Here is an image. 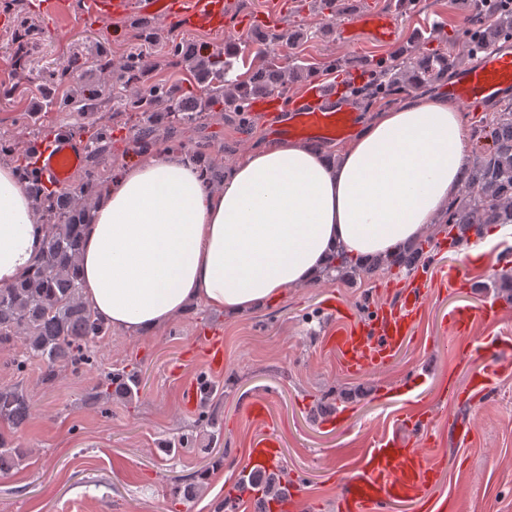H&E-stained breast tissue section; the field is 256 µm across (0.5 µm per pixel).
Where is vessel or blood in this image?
<instances>
[{
  "mask_svg": "<svg viewBox=\"0 0 512 512\" xmlns=\"http://www.w3.org/2000/svg\"><path fill=\"white\" fill-rule=\"evenodd\" d=\"M158 22H178L200 30L223 28L228 10L226 0H92L91 17L99 23L127 14L131 9ZM348 29L362 30L376 41L387 43L395 37L392 15L374 9L354 12ZM512 90V52L490 49L479 64L460 71L448 85V94L458 104L473 105L496 101ZM256 109L272 114L275 129L281 134L315 143L332 142L352 136L358 127V113L349 101L338 94L335 84H311L305 90L282 98L274 96L258 102ZM84 160L81 141L70 135L53 139L38 157L44 183L61 185L69 181ZM430 278L426 266H418L410 286L400 289L396 301L381 307L368 324H354L338 330L333 345L341 366L349 373H362L385 368L412 335L422 312ZM501 301L485 303L481 309L460 306L449 315V324L459 340L468 341L482 362L464 385L451 386V394L463 393L471 399L486 395L497 372L503 368L500 340L471 333L474 316L486 319L498 315ZM204 361L211 372L224 368V339L212 333L200 337ZM279 444L272 433L255 439L249 450L251 469L273 472ZM437 472L426 453L414 447L409 439L386 434L376 440L362 455L360 466L344 474L341 484L342 512H389L396 503L429 504V490ZM233 500L253 502L257 512H287L295 497L293 486H286L279 498L263 499L260 492L237 481L229 489Z\"/></svg>",
  "mask_w": 512,
  "mask_h": 512,
  "instance_id": "b4317fda",
  "label": "vessel or blood"
}]
</instances>
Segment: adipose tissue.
<instances>
[{
    "instance_id": "1",
    "label": "adipose tissue",
    "mask_w": 512,
    "mask_h": 512,
    "mask_svg": "<svg viewBox=\"0 0 512 512\" xmlns=\"http://www.w3.org/2000/svg\"><path fill=\"white\" fill-rule=\"evenodd\" d=\"M465 164L461 116L430 93L379 110L331 154L285 138L249 149L217 186L184 152L141 153L86 216L85 300L133 336L199 302L239 317L322 279L334 256L398 253L458 194ZM40 219L16 166L0 163V285L43 255Z\"/></svg>"
}]
</instances>
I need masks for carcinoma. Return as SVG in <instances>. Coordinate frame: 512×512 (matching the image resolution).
Instances as JSON below:
<instances>
[{
	"label": "carcinoma",
	"mask_w": 512,
	"mask_h": 512,
	"mask_svg": "<svg viewBox=\"0 0 512 512\" xmlns=\"http://www.w3.org/2000/svg\"><path fill=\"white\" fill-rule=\"evenodd\" d=\"M310 11L331 21L345 13L348 0H308ZM0 11L13 17L14 41L26 46L39 34L35 23L25 16L21 0H0ZM300 36L296 29L277 26H255L245 33L254 46L260 64L245 80H230L235 50L202 52L183 42L167 41V56L172 66L189 67L201 86L195 98L184 97L176 85L152 80L156 68L146 53L130 51L118 58L101 47L92 56L76 50L66 62L47 67L42 74V101L39 112H97L101 110L106 90L85 92L73 88L64 96L56 87L70 73L92 68L103 76L109 88H128L132 93L125 99L123 111L135 112L147 123L136 142L147 146L146 138L153 125L165 119L171 125H189L207 112L250 111L253 98L285 90L288 84L319 77L320 70L309 65H281L271 58V47L290 45ZM132 38L153 45L161 34L142 24L133 25ZM512 40V5L501 0H472L471 11L464 17L461 28L448 37L444 49H429L419 41L412 49H401L388 59L369 66L366 82L355 88L361 97L394 95L407 89H420L443 78L464 59L475 57L485 47L501 40ZM476 141L487 139L490 145L481 148L466 164L461 194L448 202L442 223L448 228V238L455 245L470 241V235L480 236L493 225L512 224V106L497 113L492 122L475 131ZM110 129L101 125L88 135L89 154L96 156L109 149ZM34 149L19 152L16 145L0 138V158L19 159V169L26 180L27 193L41 213L46 227V250L23 280L0 288V346L22 344V355L13 359L23 368L36 359L43 367L42 379L52 382L58 368L74 365L89 358L90 348L112 328L102 322L83 298V285L77 274L82 250V228L91 198L86 188H50L44 185L33 161ZM190 160L205 166L212 183L224 179V171L205 164L206 146L188 152ZM422 250L417 239L402 247L392 258L384 257L373 263H354L345 256L330 270L352 279L380 268L411 266ZM137 375L117 372L104 375L92 398L110 399L132 396ZM31 410L30 399L17 386L0 387V424L20 427ZM27 451L0 438V472L20 464ZM283 473L268 475L259 486L266 496H275L282 489Z\"/></svg>",
	"instance_id": "obj_1"
}]
</instances>
